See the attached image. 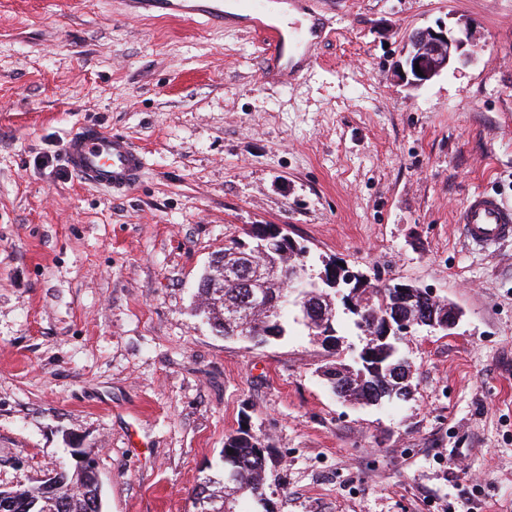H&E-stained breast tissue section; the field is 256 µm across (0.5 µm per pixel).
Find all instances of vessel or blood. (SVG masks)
Listing matches in <instances>:
<instances>
[{
  "label": "vessel or blood",
  "mask_w": 512,
  "mask_h": 512,
  "mask_svg": "<svg viewBox=\"0 0 512 512\" xmlns=\"http://www.w3.org/2000/svg\"><path fill=\"white\" fill-rule=\"evenodd\" d=\"M247 12L255 15V27L266 41V76L277 80L280 69L293 68L295 54L316 42L322 33L319 16H312L307 28L288 30L263 23L265 0H241ZM134 15L159 13L167 17L203 16L216 24L224 21L223 0H127ZM68 168L93 186L123 191L135 185L143 170V156L126 138L108 131L88 128L73 134L66 144ZM458 222L464 239L489 250L512 241V206L496 197L476 193L460 210Z\"/></svg>",
  "instance_id": "1"
}]
</instances>
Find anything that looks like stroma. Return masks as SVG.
I'll list each match as a JSON object with an SVG mask.
<instances>
[{
  "label": "stroma",
  "instance_id": "35a3bbf8",
  "mask_svg": "<svg viewBox=\"0 0 512 512\" xmlns=\"http://www.w3.org/2000/svg\"><path fill=\"white\" fill-rule=\"evenodd\" d=\"M294 78L263 77L242 15L130 16L124 0H0V488L96 461L103 512H195L245 427L274 512H512V241L456 222L512 205V0H336ZM470 28L472 58L410 89L415 30ZM86 126L143 153L139 182L64 163ZM254 224L375 280L435 291L452 334L408 336L406 401L338 399L345 358L289 326L211 329L201 274ZM458 224L469 244L490 250L512 241V206L494 196L476 193L461 208Z\"/></svg>",
  "mask_w": 512,
  "mask_h": 512
}]
</instances>
